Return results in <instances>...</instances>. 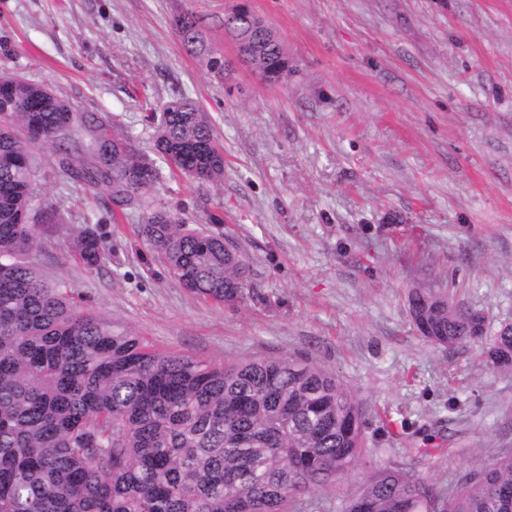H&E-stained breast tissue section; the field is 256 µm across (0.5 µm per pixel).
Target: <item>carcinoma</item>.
I'll return each instance as SVG.
<instances>
[{
  "instance_id": "cac0c4a2",
  "label": "carcinoma",
  "mask_w": 512,
  "mask_h": 512,
  "mask_svg": "<svg viewBox=\"0 0 512 512\" xmlns=\"http://www.w3.org/2000/svg\"><path fill=\"white\" fill-rule=\"evenodd\" d=\"M184 46L214 71L194 16L175 20ZM224 32L269 84L288 77L275 29L235 8ZM153 149L192 183L224 178L212 120L182 97L151 113ZM128 135L108 134L44 84L0 71V512H290L300 497L332 485L364 452V412L336 377L292 357L216 365L160 352L132 329L81 309L71 285L48 278L33 254L58 223L37 199L34 149L59 154L71 180L110 191L126 209L160 179ZM211 213L191 227L148 211L140 234L173 279L216 304L250 291V264L224 250ZM71 248L86 266L105 253L97 227ZM410 316L423 336L456 349L486 335L483 318L446 297L413 293ZM512 371V327L488 350ZM512 512V455H492L449 493L402 469L369 476L344 512Z\"/></svg>"
}]
</instances>
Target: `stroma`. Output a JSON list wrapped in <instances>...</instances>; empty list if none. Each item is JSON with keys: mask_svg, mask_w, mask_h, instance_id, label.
Masks as SVG:
<instances>
[{"mask_svg": "<svg viewBox=\"0 0 512 512\" xmlns=\"http://www.w3.org/2000/svg\"><path fill=\"white\" fill-rule=\"evenodd\" d=\"M281 37L269 86L224 33L239 0H0V70L49 85L153 153L150 110L188 96L212 119L224 178L163 171L143 206L37 154L36 188L63 222L40 254L80 304L160 350L216 365L291 356L333 373L365 413L368 450L307 512H342L375 470L450 488L512 454V372L488 341L448 350L413 325L415 291L512 323V0H246ZM190 13L224 70L190 54ZM219 230L250 259V293L218 305L167 273L139 235L146 209ZM100 224L99 266L70 256ZM385 452H378V445Z\"/></svg>", "mask_w": 512, "mask_h": 512, "instance_id": "obj_1", "label": "stroma"}]
</instances>
